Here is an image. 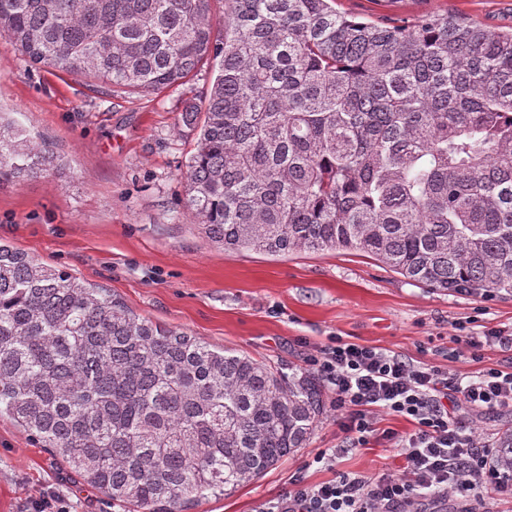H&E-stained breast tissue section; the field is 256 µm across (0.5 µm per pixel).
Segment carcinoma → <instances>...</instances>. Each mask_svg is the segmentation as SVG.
Listing matches in <instances>:
<instances>
[{"instance_id": "obj_1", "label": "carcinoma", "mask_w": 512, "mask_h": 512, "mask_svg": "<svg viewBox=\"0 0 512 512\" xmlns=\"http://www.w3.org/2000/svg\"><path fill=\"white\" fill-rule=\"evenodd\" d=\"M0 0L35 64L132 91L213 78L181 113L188 206L226 250L354 251L437 291L512 295V30L387 27L337 0ZM57 167L0 120V175ZM313 373L214 347L0 238V418L138 512H188L306 447ZM491 463L512 478V429Z\"/></svg>"}]
</instances>
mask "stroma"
<instances>
[{"label":"stroma","mask_w":512,"mask_h":512,"mask_svg":"<svg viewBox=\"0 0 512 512\" xmlns=\"http://www.w3.org/2000/svg\"><path fill=\"white\" fill-rule=\"evenodd\" d=\"M336 7L381 25L448 12L512 29V0H337ZM210 72L203 67L159 94L136 93L32 64L0 39V111L63 164L22 181L0 176V238L121 296L138 314L287 373L307 369L334 336L463 377L512 363V352L497 346L476 361L453 355L460 332L512 333V297L435 291L350 251L272 256L213 242L188 207L183 174L195 137L180 120ZM325 397L306 448L193 512H257L300 469L317 485L403 466L388 443L346 446L334 394ZM327 448L336 452L333 466L312 465ZM47 494L65 512H124L0 418V512H32Z\"/></svg>","instance_id":"1"}]
</instances>
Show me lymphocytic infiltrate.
I'll list each match as a JSON object with an SVG mask.
<instances>
[{
	"instance_id": "obj_1",
	"label": "lymphocytic infiltrate",
	"mask_w": 512,
	"mask_h": 512,
	"mask_svg": "<svg viewBox=\"0 0 512 512\" xmlns=\"http://www.w3.org/2000/svg\"><path fill=\"white\" fill-rule=\"evenodd\" d=\"M310 364L335 395L347 439L357 446L381 435L400 449L406 466L376 477L341 474L318 485L307 484L298 471L258 512H410L425 492L473 498L474 512H481L486 496L512 498V479L491 464L488 442L446 404L453 393L476 416L512 411V369L487 368L465 381L438 366L339 336ZM379 411L409 420L413 431L377 430Z\"/></svg>"
}]
</instances>
